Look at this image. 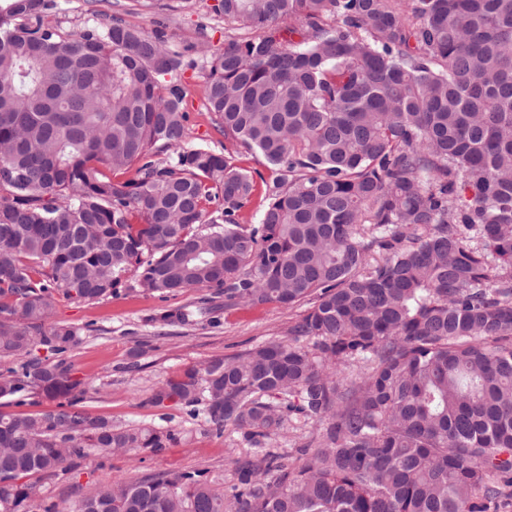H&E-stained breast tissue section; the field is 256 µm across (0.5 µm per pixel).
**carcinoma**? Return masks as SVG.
<instances>
[{
	"label": "carcinoma",
	"mask_w": 512,
	"mask_h": 512,
	"mask_svg": "<svg viewBox=\"0 0 512 512\" xmlns=\"http://www.w3.org/2000/svg\"><path fill=\"white\" fill-rule=\"evenodd\" d=\"M54 10L0 0V399L57 402L0 412V512H33L39 479L90 451L171 439L83 409L77 330L50 323L54 293L125 284L307 309L288 340L153 394L256 448L229 492L157 471L71 512H489L509 495L512 0H216L252 32L200 49L221 151L186 142L176 79L194 61L116 14L68 33ZM242 149L270 175L236 166ZM211 302L156 320L190 326ZM297 419L316 433L295 452L262 448Z\"/></svg>",
	"instance_id": "obj_1"
}]
</instances>
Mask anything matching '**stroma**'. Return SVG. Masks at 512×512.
<instances>
[{
    "instance_id": "35a3bbf8",
    "label": "stroma",
    "mask_w": 512,
    "mask_h": 512,
    "mask_svg": "<svg viewBox=\"0 0 512 512\" xmlns=\"http://www.w3.org/2000/svg\"><path fill=\"white\" fill-rule=\"evenodd\" d=\"M214 0H189L175 10L147 7L143 0H60V11L45 16L46 24L79 33L120 11L126 23L147 33L163 32L169 47L184 51L205 36L211 52L224 48L231 35L223 18L212 13ZM208 69L199 63L179 77L183 106L189 114L187 141L221 149L224 135L206 100ZM201 293L187 290L159 296L119 288L116 294L93 302H73L56 294L53 322L74 327L79 343L66 355L74 378L84 384V409L95 416L129 425H152L173 431L175 438L157 452L135 451L106 458L90 453L78 460L63 479L43 480L44 498L34 512L56 503L69 512L78 496L92 493L116 478H135L155 471L208 470L233 483L232 463L250 455L252 448L234 429L223 435L211 431L204 418L192 417L179 404L152 403L154 391L166 381L214 359L235 356L271 340L286 338L294 312L277 304L217 308L199 317L191 327L165 325L163 310L195 307Z\"/></svg>"
}]
</instances>
